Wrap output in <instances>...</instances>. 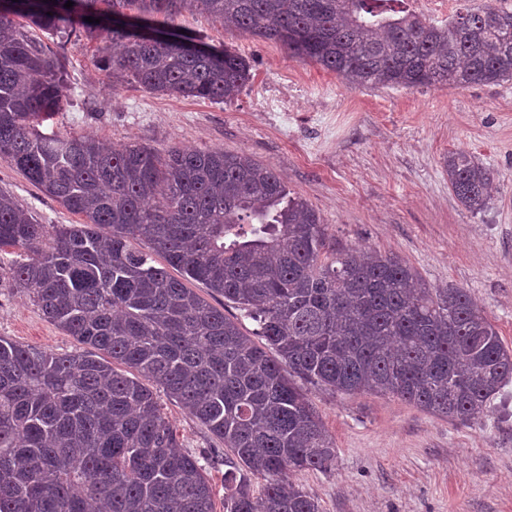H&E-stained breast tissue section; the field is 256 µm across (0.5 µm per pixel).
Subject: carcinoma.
<instances>
[{"instance_id": "cac0c4a2", "label": "carcinoma", "mask_w": 512, "mask_h": 512, "mask_svg": "<svg viewBox=\"0 0 512 512\" xmlns=\"http://www.w3.org/2000/svg\"><path fill=\"white\" fill-rule=\"evenodd\" d=\"M72 2L0 0V159L85 217L41 224L0 190V252L11 254L0 268L85 346L59 354L0 338V512H215L212 456L177 450L142 377L224 443V512H319L291 480L336 461L308 386L392 395L450 422L483 414L512 380V352L467 289L330 246L319 213L248 155L42 132L65 68L30 27L106 36L115 85L224 101L251 80L249 62L156 16L200 12L354 88L464 87L512 79L508 0L443 26L407 0ZM446 166L459 202L484 210L494 173L461 149ZM192 281L255 322L260 341ZM255 475L267 478L259 491Z\"/></svg>"}]
</instances>
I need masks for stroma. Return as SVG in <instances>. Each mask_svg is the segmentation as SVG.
<instances>
[{
  "label": "stroma",
  "mask_w": 512,
  "mask_h": 512,
  "mask_svg": "<svg viewBox=\"0 0 512 512\" xmlns=\"http://www.w3.org/2000/svg\"><path fill=\"white\" fill-rule=\"evenodd\" d=\"M173 25L250 62L237 97L116 85L96 43L48 34L45 43L64 56L66 88L44 131L247 154L320 213L331 243L396 255L431 286L467 289L512 350V81L353 88L198 12L182 11ZM457 149L498 177L484 211L466 210L448 186L445 161ZM0 190L39 223L84 221L1 160ZM0 337L48 352L80 348L4 275ZM307 396L336 442L331 470L295 477L320 512H512V383L467 423L391 396L314 387ZM162 410L185 450L223 455V443L181 406L166 399Z\"/></svg>",
  "instance_id": "stroma-1"
}]
</instances>
